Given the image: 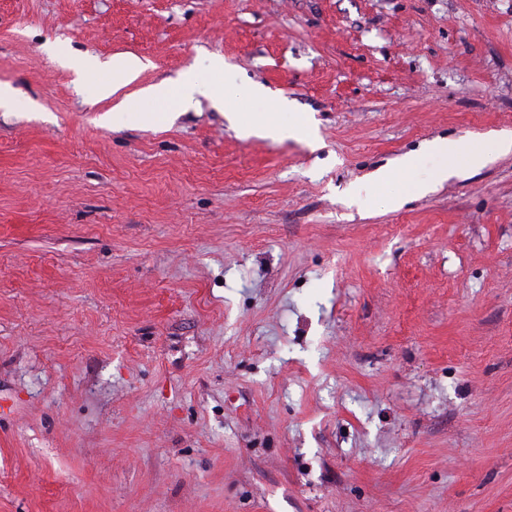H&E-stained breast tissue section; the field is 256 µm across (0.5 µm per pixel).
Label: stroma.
I'll use <instances>...</instances> for the list:
<instances>
[{"label": "stroma", "instance_id": "stroma-1", "mask_svg": "<svg viewBox=\"0 0 512 512\" xmlns=\"http://www.w3.org/2000/svg\"><path fill=\"white\" fill-rule=\"evenodd\" d=\"M0 85V512H512V0H0ZM144 65L136 57H119L112 59V73L126 83L134 81L143 70ZM215 90L217 88L214 85L201 84L192 73H186L177 90L169 88L168 85H159L150 88L148 93L158 100H167L175 94L180 103L188 105L192 103L196 95L211 96Z\"/></svg>", "mask_w": 512, "mask_h": 512}]
</instances>
